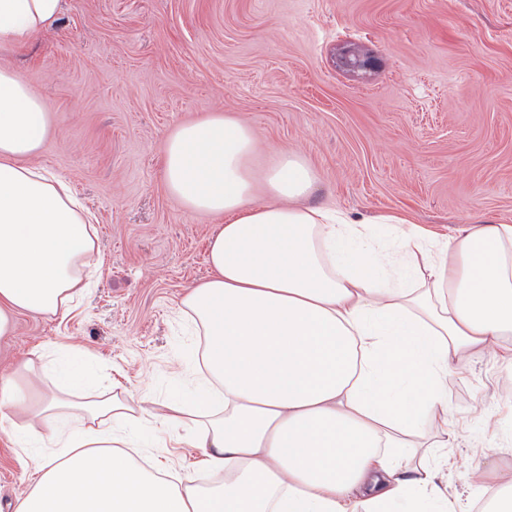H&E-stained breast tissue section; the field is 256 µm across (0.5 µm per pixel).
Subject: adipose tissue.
<instances>
[{
	"label": "adipose tissue",
	"instance_id": "ef3b65f1",
	"mask_svg": "<svg viewBox=\"0 0 512 512\" xmlns=\"http://www.w3.org/2000/svg\"><path fill=\"white\" fill-rule=\"evenodd\" d=\"M61 11L0 0V50ZM52 132L43 99L0 67V337L20 313L67 318L99 261L89 210L36 162ZM163 156L169 194L222 219L210 274L179 308L203 344L198 393L146 411L121 391L89 398L81 374L50 372L41 351L16 361L0 376V420L18 454L37 430L51 450L32 455L39 477L13 512H466L443 481L448 379L512 335V224L441 236L398 214L358 222L309 205L317 177L302 156L220 112L177 126ZM145 412L218 482L142 465L130 427ZM498 474L475 466L479 512H512Z\"/></svg>",
	"mask_w": 512,
	"mask_h": 512
}]
</instances>
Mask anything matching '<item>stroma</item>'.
I'll use <instances>...</instances> for the list:
<instances>
[{"mask_svg": "<svg viewBox=\"0 0 512 512\" xmlns=\"http://www.w3.org/2000/svg\"><path fill=\"white\" fill-rule=\"evenodd\" d=\"M349 45L371 70L338 67ZM1 65L52 114L38 162L94 214L100 269L69 318L17 316L0 371L77 347L102 386L138 400L188 392L180 300L209 274L219 220L169 195L163 149L212 112L303 156L311 205L445 234L512 221V0H62L58 22L1 51ZM448 401V490L477 501L474 463L512 472V372L497 348L468 357ZM32 478L0 430V508Z\"/></svg>", "mask_w": 512, "mask_h": 512, "instance_id": "35a3bbf8", "label": "stroma"}]
</instances>
